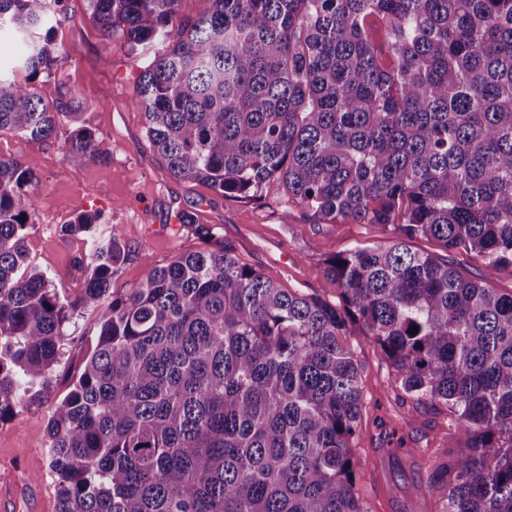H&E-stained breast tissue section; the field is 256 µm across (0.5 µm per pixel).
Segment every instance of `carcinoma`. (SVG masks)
Masks as SVG:
<instances>
[{
	"label": "carcinoma",
	"mask_w": 512,
	"mask_h": 512,
	"mask_svg": "<svg viewBox=\"0 0 512 512\" xmlns=\"http://www.w3.org/2000/svg\"><path fill=\"white\" fill-rule=\"evenodd\" d=\"M62 2L0 0L30 75L0 65V133L44 141L78 121L33 87L66 60L40 35ZM181 2L87 0L102 36L157 47L135 104L168 171L252 202L275 182L312 224L398 234L323 260L335 303L280 287L205 226V247L112 294L129 250L84 214L63 229L88 245L71 300L29 263L40 175L0 157V421L50 404L58 512H368L347 336L380 349L404 414L442 405L464 442L413 497L512 512V294L489 285L512 271V0H209L193 20ZM67 156L81 166L104 150L81 126ZM416 238L441 253L412 250ZM450 252L481 256L483 278ZM87 311L97 334L59 398L54 367Z\"/></svg>",
	"instance_id": "carcinoma-1"
}]
</instances>
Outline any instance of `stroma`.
Listing matches in <instances>:
<instances>
[{
	"label": "stroma",
	"instance_id": "stroma-1",
	"mask_svg": "<svg viewBox=\"0 0 512 512\" xmlns=\"http://www.w3.org/2000/svg\"><path fill=\"white\" fill-rule=\"evenodd\" d=\"M65 18L55 26L56 43L67 59L57 73L39 76L35 86L44 100L65 112H77L80 123H60L48 140L0 136V156L16 158L41 176L33 190L36 224L27 239L29 262L45 272L68 298L77 297L85 271L78 260L83 241L63 236L62 225L81 214L102 213L117 225L132 250L113 278L111 290L137 286L153 265L200 247L192 230L178 217L188 213L195 224L211 226L231 242L241 259L285 288H296L335 300L336 289L323 278L324 258L354 247H373L390 239V229L374 224L308 223L301 209L285 207L282 192L270 185L261 202L220 196L191 180L172 178L165 161L149 147L144 117L134 103L141 62L150 46L129 51L120 39L101 37L89 18L86 0H64ZM92 91V106L81 107L80 94ZM92 129L101 141L104 160L74 166L67 145L76 126ZM96 333V318H78L56 367L57 390L65 392L68 375L81 362ZM362 365L368 403L365 435L355 444V490L368 512H440L437 497L412 498L426 478L441 447L449 416L444 407L425 406L402 417L390 391V374L380 352L362 338L350 339ZM49 406L22 407L19 416L0 422V512H56L55 487L49 476L47 423ZM403 436L407 453L386 451L388 435Z\"/></svg>",
	"mask_w": 512,
	"mask_h": 512
}]
</instances>
